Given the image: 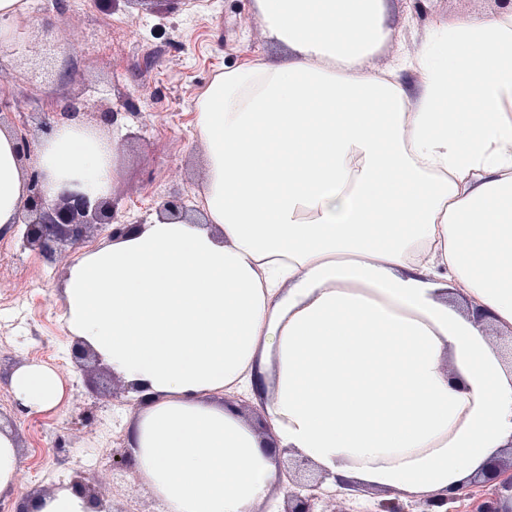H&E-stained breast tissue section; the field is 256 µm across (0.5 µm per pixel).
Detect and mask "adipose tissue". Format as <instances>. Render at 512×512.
Returning a JSON list of instances; mask_svg holds the SVG:
<instances>
[{
	"label": "adipose tissue",
	"instance_id": "adipose-tissue-1",
	"mask_svg": "<svg viewBox=\"0 0 512 512\" xmlns=\"http://www.w3.org/2000/svg\"><path fill=\"white\" fill-rule=\"evenodd\" d=\"M285 63L226 69L201 95L198 221L154 218L71 265L64 319L133 388L138 474L162 512H256L308 458L337 487L445 497L512 446V13L432 25L375 71L384 0H254ZM412 81H404L403 73ZM120 130L71 122L29 163L47 199L108 194ZM0 130V236L26 194ZM275 396L257 431L222 395ZM11 390L62 395L39 364Z\"/></svg>",
	"mask_w": 512,
	"mask_h": 512
}]
</instances>
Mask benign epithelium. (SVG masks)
<instances>
[{"instance_id": "obj_1", "label": "benign epithelium", "mask_w": 512, "mask_h": 512, "mask_svg": "<svg viewBox=\"0 0 512 512\" xmlns=\"http://www.w3.org/2000/svg\"><path fill=\"white\" fill-rule=\"evenodd\" d=\"M90 115L97 127L106 128L116 122L119 113L105 107L91 114L79 97L69 98L60 110L52 112L57 125L81 118L85 120ZM42 184L43 174L30 170L26 195L18 209V223L24 225V248L52 261L64 245L75 246L89 237L92 228L112 223L113 204L110 198L65 190L50 203L46 200ZM482 478L488 484L498 483L499 492L481 501L477 505V512H512V503L504 502V491L512 492V463L505 467L495 459ZM325 481L326 477L323 476L311 485L303 484L290 492L284 512H316V502L321 498L318 490Z\"/></svg>"}]
</instances>
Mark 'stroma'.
Here are the masks:
<instances>
[{"mask_svg": "<svg viewBox=\"0 0 512 512\" xmlns=\"http://www.w3.org/2000/svg\"><path fill=\"white\" fill-rule=\"evenodd\" d=\"M387 36L366 60L383 69L396 58L416 56L431 21L460 13L497 11L495 0H385ZM27 36L0 52V74L8 80V111L35 124L45 101L78 96L89 111L107 104L119 111L125 134L117 142L116 174L110 195L115 221L144 224L160 201L182 199L194 206L204 180L203 148L194 136L196 104L224 68L254 57L286 61L288 50L270 43L253 0H150L123 4L112 12L92 0H57L52 11H29ZM58 45L52 72L40 66L44 34ZM108 229L92 232L85 244L63 246L54 261L23 251L17 264L0 262V292L42 274L23 305L0 306V424L17 440L22 467L19 493L48 495L82 475L98 487L93 512H160V503L133 466L128 480L116 482L109 467L112 452H125L122 434L138 418L140 407L124 378L104 362L94 371L75 369L73 338L63 319V281L68 268L86 250L109 243ZM51 367L63 386L60 403L41 412L21 413L9 385L10 374L24 364ZM392 490L361 487L332 490L320 512H376L395 498Z\"/></svg>", "mask_w": 512, "mask_h": 512, "instance_id": "1", "label": "stroma"}]
</instances>
